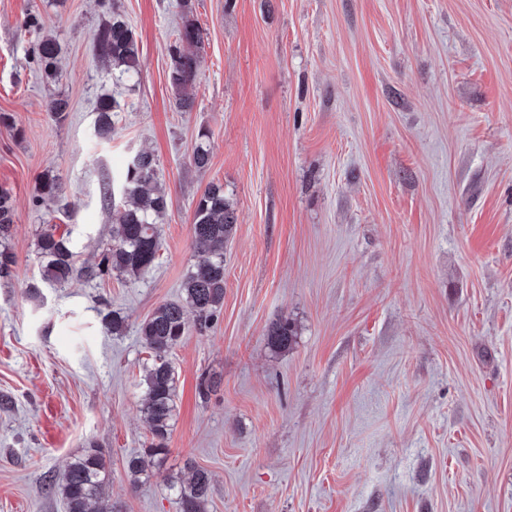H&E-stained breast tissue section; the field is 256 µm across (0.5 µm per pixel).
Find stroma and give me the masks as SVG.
Wrapping results in <instances>:
<instances>
[{"mask_svg": "<svg viewBox=\"0 0 512 512\" xmlns=\"http://www.w3.org/2000/svg\"><path fill=\"white\" fill-rule=\"evenodd\" d=\"M115 3L141 55L117 83L95 57L96 0H0V113L15 121L0 125V188L16 209L0 247L17 258L0 279V512H66L51 479L91 443L121 512H177L168 480L189 460L213 476L208 512H512V0ZM187 18L202 45L182 112L168 46ZM40 35L63 48L58 81L31 58ZM105 93L121 104L106 141ZM141 149L172 200L155 266L40 283L42 225L99 261L104 192ZM47 173L59 200L38 198ZM212 182L237 214L224 306L171 352L169 452L135 487L123 460L151 439L136 329L179 299ZM112 310L124 335L103 327ZM282 318L296 338L277 350L266 331ZM205 373L221 385L203 400ZM119 107L117 100L109 94L99 97L96 104V112H98L95 133L101 139H111L112 131H114V112ZM211 151H210V135L209 131L205 128L200 129L194 148L191 154V162L197 168H205L210 164Z\"/></svg>", "mask_w": 512, "mask_h": 512, "instance_id": "obj_1", "label": "stroma"}]
</instances>
